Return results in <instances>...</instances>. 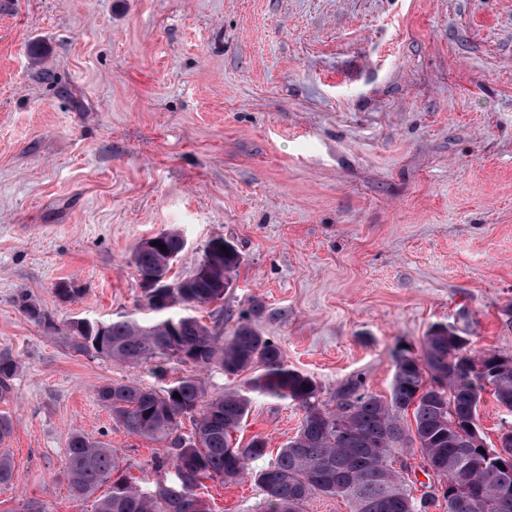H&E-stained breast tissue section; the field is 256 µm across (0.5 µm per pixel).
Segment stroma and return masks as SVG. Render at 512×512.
<instances>
[{
	"instance_id": "obj_1",
	"label": "stroma",
	"mask_w": 512,
	"mask_h": 512,
	"mask_svg": "<svg viewBox=\"0 0 512 512\" xmlns=\"http://www.w3.org/2000/svg\"><path fill=\"white\" fill-rule=\"evenodd\" d=\"M173 228L176 277L218 236L242 257L196 316L225 336L249 320L328 409L353 383L389 398L436 325L512 355V0H0V352L18 363L0 512H92L64 480L77 432L154 488L167 447L95 396L154 384L148 364L75 352L65 328L142 316L133 249ZM251 400L234 437L268 440L253 474L303 411ZM252 474L199 493L256 512Z\"/></svg>"
}]
</instances>
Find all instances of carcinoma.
<instances>
[{"label": "carcinoma", "instance_id": "cac0c4a2", "mask_svg": "<svg viewBox=\"0 0 512 512\" xmlns=\"http://www.w3.org/2000/svg\"><path fill=\"white\" fill-rule=\"evenodd\" d=\"M165 246L138 245L132 259L139 271L148 320L119 316L108 322L75 319L69 325L74 350L130 364L157 362L165 373L176 339L189 362L203 371L217 365L236 375L259 369L244 392L208 397L197 374L180 377L160 389L112 383L96 389L97 399L133 435L172 445L171 471L149 492L131 484L108 445L77 432L67 451L65 481L72 497L91 501L94 512H211L197 493L204 479L236 483L247 473V461L266 455L267 442L254 438L245 448L231 443L249 412L250 394L290 400L303 410L299 429L271 464L254 474L265 497L258 512H303L314 495L341 497L350 512H429L438 496L413 497L393 467L396 455L416 446L425 466L447 485L446 512H512V452L491 457L477 430L482 394L491 389L500 406L512 412V356L496 352L468 354L454 330L437 325L425 338L422 358L403 354L396 364L390 400L348 388L336 411L321 400V388L310 376L288 367L280 347L249 322L227 338L188 314L179 305L220 302L230 287L229 274L241 263L234 245L222 252L205 250L196 273L181 281L170 278L187 247L180 232L159 234ZM21 308L37 326L50 318L24 299ZM17 362L0 353V400L12 395ZM179 397H173V394ZM413 410L415 428L402 416ZM191 432L179 434L183 420ZM104 484L109 491L96 492Z\"/></svg>", "mask_w": 512, "mask_h": 512}]
</instances>
